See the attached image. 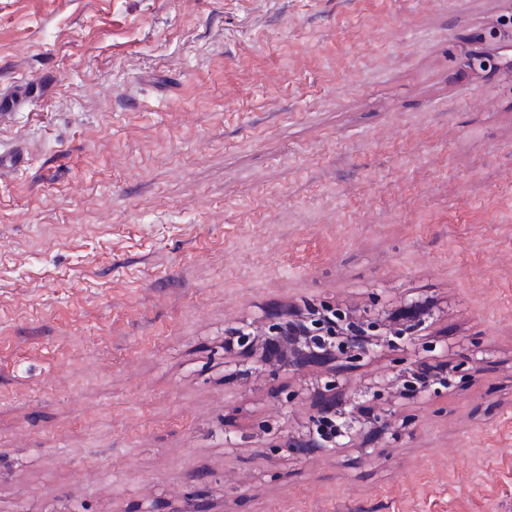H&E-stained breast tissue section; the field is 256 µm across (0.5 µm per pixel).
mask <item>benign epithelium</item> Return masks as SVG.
Masks as SVG:
<instances>
[{
    "label": "benign epithelium",
    "mask_w": 512,
    "mask_h": 512,
    "mask_svg": "<svg viewBox=\"0 0 512 512\" xmlns=\"http://www.w3.org/2000/svg\"><path fill=\"white\" fill-rule=\"evenodd\" d=\"M427 315L418 300L364 314L309 303L295 314L270 312L259 327L232 329L229 340L249 364L250 374L312 376L315 403L304 430L279 438L273 448L305 458L332 453L368 426L397 443L413 433L415 418H400L394 399L417 396L442 380L447 386H470L481 362L478 350L463 353L449 373L421 355L435 350L420 334ZM380 350L391 354L383 381L360 396L344 395L338 374L360 367Z\"/></svg>",
    "instance_id": "1"
}]
</instances>
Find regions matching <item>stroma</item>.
Listing matches in <instances>:
<instances>
[{
    "label": "stroma",
    "instance_id": "stroma-1",
    "mask_svg": "<svg viewBox=\"0 0 512 512\" xmlns=\"http://www.w3.org/2000/svg\"><path fill=\"white\" fill-rule=\"evenodd\" d=\"M512 0H0V512H512ZM428 303L472 387L412 436L271 451L312 401L245 376L268 311ZM298 392L286 415L278 393ZM30 79L15 81L14 85L6 90H0V126L9 124L16 111L23 108L30 100ZM26 152L17 145L0 147V182H8L23 167Z\"/></svg>",
    "mask_w": 512,
    "mask_h": 512
}]
</instances>
